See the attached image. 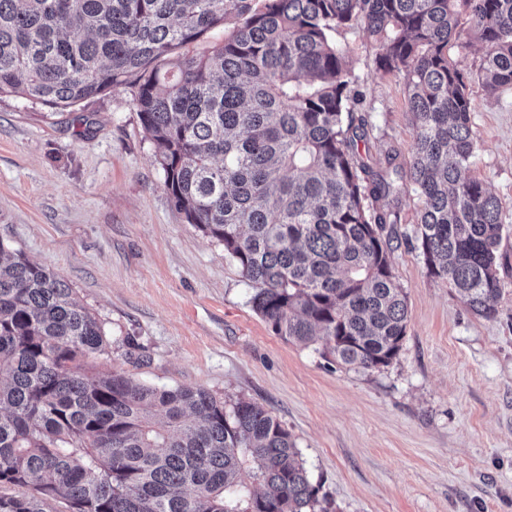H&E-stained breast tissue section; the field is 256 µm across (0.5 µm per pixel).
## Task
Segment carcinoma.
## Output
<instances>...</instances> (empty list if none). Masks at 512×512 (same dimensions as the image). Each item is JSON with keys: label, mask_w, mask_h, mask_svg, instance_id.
<instances>
[{"label": "carcinoma", "mask_w": 512, "mask_h": 512, "mask_svg": "<svg viewBox=\"0 0 512 512\" xmlns=\"http://www.w3.org/2000/svg\"><path fill=\"white\" fill-rule=\"evenodd\" d=\"M238 22L202 55L181 49ZM360 27L377 69L406 83V168L377 171L363 96L333 33ZM483 45L476 72L464 66ZM512 87V0H0V94L70 107L126 84L176 210L224 245L255 311L286 340L321 342L358 371L389 366L408 325L390 255L415 193L429 274L474 313L497 312L505 218L463 176L472 84ZM58 274L0 245V512H329L292 434L252 402L159 388L87 359L111 348ZM265 491H247L245 464Z\"/></svg>", "instance_id": "obj_1"}]
</instances>
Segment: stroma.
Returning <instances> with one entry per match:
<instances>
[{
	"instance_id": "35a3bbf8",
	"label": "stroma",
	"mask_w": 512,
	"mask_h": 512,
	"mask_svg": "<svg viewBox=\"0 0 512 512\" xmlns=\"http://www.w3.org/2000/svg\"><path fill=\"white\" fill-rule=\"evenodd\" d=\"M366 96L369 153L407 164L414 140L402 75L376 70L363 29L334 36ZM466 177L506 217L504 297L474 314L404 241L421 203L401 196L392 264L409 324L398 358L361 372L277 336L223 245L173 206L131 85L70 108L0 96V246L62 276L110 336L89 359L146 384L243 397L294 436L334 512H512V89L473 85Z\"/></svg>"
}]
</instances>
